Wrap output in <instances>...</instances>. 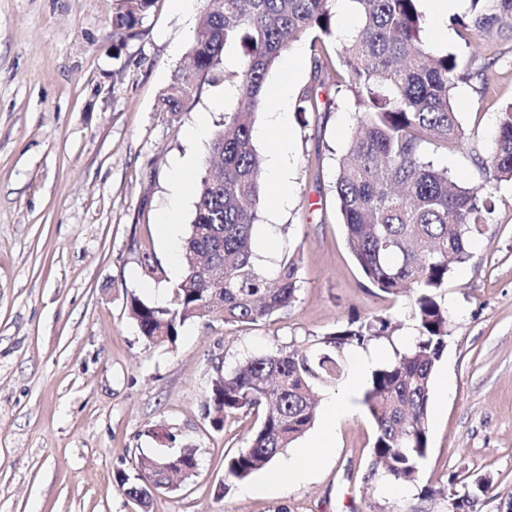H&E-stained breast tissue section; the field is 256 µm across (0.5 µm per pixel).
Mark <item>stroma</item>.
<instances>
[{
	"instance_id": "35a3bbf8",
	"label": "stroma",
	"mask_w": 512,
	"mask_h": 512,
	"mask_svg": "<svg viewBox=\"0 0 512 512\" xmlns=\"http://www.w3.org/2000/svg\"><path fill=\"white\" fill-rule=\"evenodd\" d=\"M119 0H0V512H141L113 486L141 455L198 450L197 476L154 498L150 512H452L478 492L477 512H512V184L486 181L473 149L491 141L512 103V31L474 38L454 108L469 139L432 157L463 181L486 186L495 212L441 302L448 345L436 365L429 449L416 485L368 479L375 428L364 404L340 419L336 441L306 481L260 493L261 474L227 478L224 459L244 448L254 415L210 424L205 396L215 363L233 367L347 326L388 318L411 335L412 300L371 287L350 255L332 184L335 158L357 123L331 82L315 87L318 113L293 101L277 135L256 138L262 156L291 149L287 205L263 185L255 241L272 238L276 266L294 253L296 300L254 325H186L176 342L143 343L130 297L166 303L185 273L160 225L180 161L203 165L208 141L187 133L197 116L218 128L235 105L203 85L180 112L162 95L184 63L198 15L155 0L128 38L112 17ZM496 66L481 71L484 59ZM268 90L291 77L294 97L314 87L308 41L286 51ZM277 212L270 221L269 212ZM162 269L143 276V253Z\"/></svg>"
}]
</instances>
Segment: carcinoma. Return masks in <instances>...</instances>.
<instances>
[{"label": "carcinoma", "mask_w": 512, "mask_h": 512, "mask_svg": "<svg viewBox=\"0 0 512 512\" xmlns=\"http://www.w3.org/2000/svg\"><path fill=\"white\" fill-rule=\"evenodd\" d=\"M337 0H203L187 62L163 93L167 112H180L203 83L233 89L237 108L224 113L213 134L205 167L223 164V178L207 172L196 182L192 220L184 240L186 273L168 306L130 298L131 314L148 344L174 342L187 323L215 311L225 323L268 320L292 306L300 267L284 254L275 268L256 261L253 229L262 210L263 169L253 142L255 114L265 102L267 78L296 42L310 38L314 80L335 79L361 113L335 159L336 195L346 245L365 280L400 296L415 290L413 344L371 373L364 404L376 435L371 458L395 484H414L427 456L428 412L435 365L448 344V309L439 301L448 277L470 257V243L495 210L494 196L452 175L425 146L461 147L464 131L452 104L458 82L468 79L463 54L437 55L426 43L419 0H350L358 27L330 56L336 37ZM153 0H123L113 26L133 34ZM464 47L474 36L512 28V0H471V11L454 17ZM239 45L245 60L237 70L222 66V52ZM319 111L311 90L296 112ZM476 165L496 182H512V104L501 112L489 152ZM390 322L349 325L309 346L292 345L249 358L215 376L205 397L216 428L235 412L262 411L247 446L225 460L236 481L265 469L314 423L318 394L341 382L347 352L391 334ZM174 459L187 476L198 466L197 449ZM164 456H145L134 472H117L125 497L148 506L171 479Z\"/></svg>", "instance_id": "obj_1"}]
</instances>
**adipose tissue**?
Returning <instances> with one entry per match:
<instances>
[{
    "mask_svg": "<svg viewBox=\"0 0 512 512\" xmlns=\"http://www.w3.org/2000/svg\"><path fill=\"white\" fill-rule=\"evenodd\" d=\"M374 362L375 356L371 353L361 352L355 356L348 393L327 401L321 430L298 455L286 460L281 467L268 471L264 478L265 484L280 483L287 475L296 481L306 480L312 475L318 461L331 448L338 417L353 410L352 394L359 389L365 376L371 372Z\"/></svg>",
    "mask_w": 512,
    "mask_h": 512,
    "instance_id": "1",
    "label": "adipose tissue"
}]
</instances>
